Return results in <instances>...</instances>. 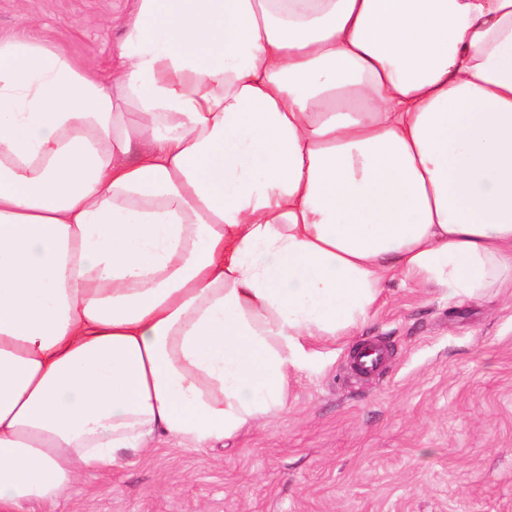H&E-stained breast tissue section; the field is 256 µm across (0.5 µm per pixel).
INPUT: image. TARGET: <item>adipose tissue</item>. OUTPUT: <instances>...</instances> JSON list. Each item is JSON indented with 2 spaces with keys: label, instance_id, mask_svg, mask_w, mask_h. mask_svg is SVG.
<instances>
[{
  "label": "adipose tissue",
  "instance_id": "adipose-tissue-1",
  "mask_svg": "<svg viewBox=\"0 0 512 512\" xmlns=\"http://www.w3.org/2000/svg\"><path fill=\"white\" fill-rule=\"evenodd\" d=\"M116 56L0 41V512L281 413L394 277L512 286V0H137Z\"/></svg>",
  "mask_w": 512,
  "mask_h": 512
}]
</instances>
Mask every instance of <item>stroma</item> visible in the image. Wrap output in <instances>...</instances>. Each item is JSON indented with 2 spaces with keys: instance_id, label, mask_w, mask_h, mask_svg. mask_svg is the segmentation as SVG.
Masks as SVG:
<instances>
[{
  "instance_id": "1",
  "label": "stroma",
  "mask_w": 512,
  "mask_h": 512,
  "mask_svg": "<svg viewBox=\"0 0 512 512\" xmlns=\"http://www.w3.org/2000/svg\"><path fill=\"white\" fill-rule=\"evenodd\" d=\"M136 0H0V40L105 74ZM389 356L352 376L350 351ZM286 411L224 444L174 441L94 472L54 512H512V288L457 302L391 281L351 336L312 341Z\"/></svg>"
}]
</instances>
